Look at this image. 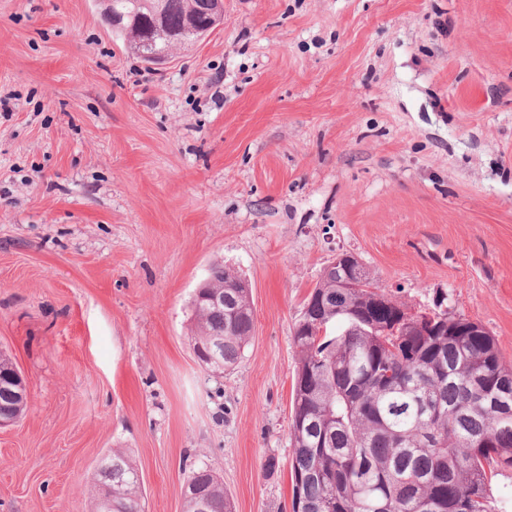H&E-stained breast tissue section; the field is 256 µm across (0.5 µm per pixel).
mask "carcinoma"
<instances>
[{
  "mask_svg": "<svg viewBox=\"0 0 512 512\" xmlns=\"http://www.w3.org/2000/svg\"><path fill=\"white\" fill-rule=\"evenodd\" d=\"M197 0H108L124 16L120 36L142 59L188 43L208 24ZM346 270L325 272L314 288L318 337L298 325L289 437L294 512H490L492 478L512 471V365L492 334H451L450 312L419 322L366 273L358 288H338ZM224 309L194 310L193 340H224L222 368L235 366L254 329L249 289L224 264L210 270ZM129 456L114 449L93 473L112 486V512H142ZM196 483L207 512H234L224 484L206 465Z\"/></svg>",
  "mask_w": 512,
  "mask_h": 512,
  "instance_id": "1",
  "label": "carcinoma"
}]
</instances>
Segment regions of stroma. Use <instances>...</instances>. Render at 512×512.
I'll use <instances>...</instances> for the list:
<instances>
[{"label": "stroma", "mask_w": 512, "mask_h": 512, "mask_svg": "<svg viewBox=\"0 0 512 512\" xmlns=\"http://www.w3.org/2000/svg\"><path fill=\"white\" fill-rule=\"evenodd\" d=\"M345 252L512 364V0H224L160 66L98 0H0V356L29 394L0 512H93L115 448L145 512L202 464L235 512H292L294 328ZM217 261L254 311L221 376L192 341Z\"/></svg>", "instance_id": "obj_1"}]
</instances>
